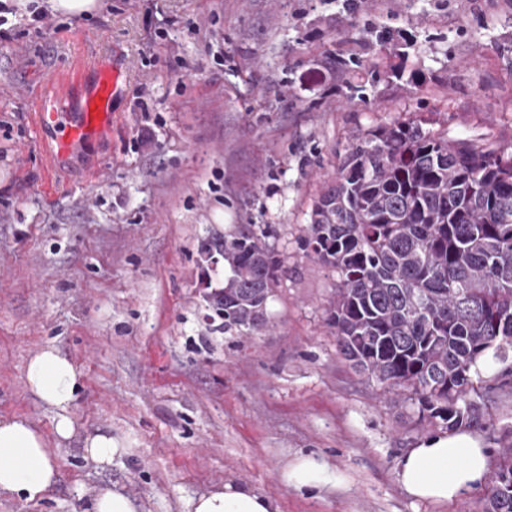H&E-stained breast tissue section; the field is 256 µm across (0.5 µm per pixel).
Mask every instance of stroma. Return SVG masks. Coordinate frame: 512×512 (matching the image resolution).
I'll return each instance as SVG.
<instances>
[{
  "label": "stroma",
  "instance_id": "stroma-1",
  "mask_svg": "<svg viewBox=\"0 0 512 512\" xmlns=\"http://www.w3.org/2000/svg\"><path fill=\"white\" fill-rule=\"evenodd\" d=\"M103 3L0 35V419L53 439L26 364L53 345L83 374L55 484L33 502L1 493L0 512H86L103 486L138 512H189L227 482L279 512H484L483 487L444 503L402 488V456L446 428L341 354L325 312L336 277L298 238L327 177L378 128L512 149V0ZM79 59L128 78L111 131L54 172L33 100ZM245 225L267 230L285 269L249 335L210 320L203 293L224 266L199 251ZM475 403L465 429L498 464L512 388L483 375ZM103 432L127 449L106 467L83 448ZM303 456L333 483L285 482Z\"/></svg>",
  "mask_w": 512,
  "mask_h": 512
}]
</instances>
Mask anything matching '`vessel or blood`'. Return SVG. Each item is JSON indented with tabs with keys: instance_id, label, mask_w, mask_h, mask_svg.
Instances as JSON below:
<instances>
[{
	"instance_id": "obj_1",
	"label": "vessel or blood",
	"mask_w": 512,
	"mask_h": 512,
	"mask_svg": "<svg viewBox=\"0 0 512 512\" xmlns=\"http://www.w3.org/2000/svg\"><path fill=\"white\" fill-rule=\"evenodd\" d=\"M122 78L114 68L90 71L81 67L73 79L72 93L36 100L35 126L48 138L46 148L54 170H62L70 156L108 128Z\"/></svg>"
}]
</instances>
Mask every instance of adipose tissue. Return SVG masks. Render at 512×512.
<instances>
[{"mask_svg":"<svg viewBox=\"0 0 512 512\" xmlns=\"http://www.w3.org/2000/svg\"><path fill=\"white\" fill-rule=\"evenodd\" d=\"M25 376L32 393L55 411L57 442L69 441L75 434L71 408L82 385L81 372L58 349L47 347L29 359ZM488 472V448L464 432L421 441L400 460L398 479L415 498L446 502L485 485ZM56 477L44 435L27 419H0V492L39 500ZM189 512H278V506L251 487L227 483L191 498Z\"/></svg>","mask_w":512,"mask_h":512,"instance_id":"obj_1","label":"adipose tissue"}]
</instances>
